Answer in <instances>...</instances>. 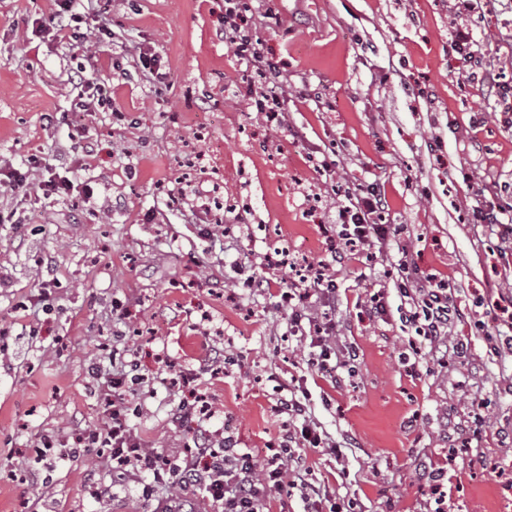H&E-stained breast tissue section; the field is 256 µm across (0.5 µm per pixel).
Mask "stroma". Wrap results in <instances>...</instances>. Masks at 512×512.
<instances>
[{
  "label": "stroma",
  "mask_w": 512,
  "mask_h": 512,
  "mask_svg": "<svg viewBox=\"0 0 512 512\" xmlns=\"http://www.w3.org/2000/svg\"><path fill=\"white\" fill-rule=\"evenodd\" d=\"M247 27L280 68L278 120L242 94L251 74L224 37V0H76L71 52L52 0H0V512H155L110 452L57 451L109 423L91 365L146 384L130 420L148 448L185 464L195 433L174 420L189 390L257 467L301 466L357 512H434L421 476L448 469V512H512V353L497 350L496 304L512 290L498 239L462 216L475 190L512 183V126L448 49L453 0H245ZM491 70L512 82V12L482 0L462 16ZM152 57L144 67L140 54ZM109 103L75 112L73 74ZM474 176L466 185L463 172ZM72 188L46 196L43 183ZM385 195L392 245L368 265L334 261L339 211L369 185ZM406 247L485 332L441 359L406 323L393 273ZM324 263L335 378L291 335L290 288ZM255 277L252 288L241 278ZM384 314L369 315L374 299ZM337 451L290 438L281 401L299 390ZM484 425H477L475 411ZM50 438L54 453L37 456Z\"/></svg>",
  "instance_id": "1"
}]
</instances>
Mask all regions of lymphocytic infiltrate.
Masks as SVG:
<instances>
[{"mask_svg": "<svg viewBox=\"0 0 512 512\" xmlns=\"http://www.w3.org/2000/svg\"><path fill=\"white\" fill-rule=\"evenodd\" d=\"M244 22L240 0H225L224 30L229 34L236 55L247 62L253 75L246 94L254 99L257 111L267 113L273 119L281 107L280 97L271 84L277 74V65L248 38ZM382 206L381 191L375 186L359 197L355 204L340 210L339 220L349 258L373 261L375 247L386 245L388 230L379 222ZM470 215L472 223L497 228L499 256L512 253L511 203L494 193L477 199ZM398 291L409 306V320L418 323L420 332L429 338L446 335L450 320L469 325L477 321L474 314L450 308L446 284L436 277L416 279L411 287L400 284ZM314 295L327 303L336 298V283L327 266L322 264L307 265L297 285L284 294L285 299L294 303L289 316L291 327H301L307 318L302 302ZM125 386L124 375L105 378L103 391L112 408L111 422L105 430L88 431L81 436L84 442L109 448L113 468L150 473L157 483L164 481L182 487L200 484L209 501L217 505L220 512H262L263 491L280 492L288 488L283 467L256 470L245 453L229 451L221 463L199 473L193 466H179L157 450L142 447L128 424L130 416L139 414L141 407L124 401L121 390Z\"/></svg>", "mask_w": 512, "mask_h": 512, "instance_id": "1", "label": "lymphocytic infiltrate"}]
</instances>
